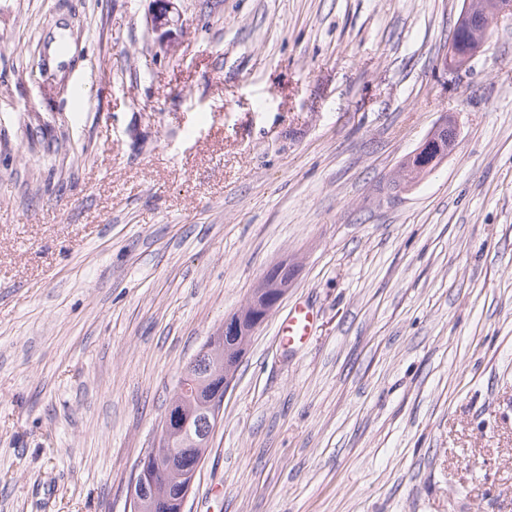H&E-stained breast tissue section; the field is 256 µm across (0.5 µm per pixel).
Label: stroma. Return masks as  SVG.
I'll return each instance as SVG.
<instances>
[{"label":"stroma","instance_id":"obj_1","mask_svg":"<svg viewBox=\"0 0 512 512\" xmlns=\"http://www.w3.org/2000/svg\"><path fill=\"white\" fill-rule=\"evenodd\" d=\"M463 6L174 0L167 53L152 0H0V512H127L282 260L185 512H512V19L452 73ZM277 266L276 273L269 275ZM288 262L274 264L264 274L246 306L230 318L225 319L221 336H211L201 348L199 354L208 346L216 344L214 349L224 347V336L232 345L225 343V356L244 347L253 333L262 325L272 309L278 305L288 292L292 278L288 277ZM224 335V336H223ZM216 337V340H215ZM233 340V341H232ZM316 324V315L307 305L297 304L292 307L281 320L278 335L288 342V345H298L312 335Z\"/></svg>","mask_w":512,"mask_h":512}]
</instances>
